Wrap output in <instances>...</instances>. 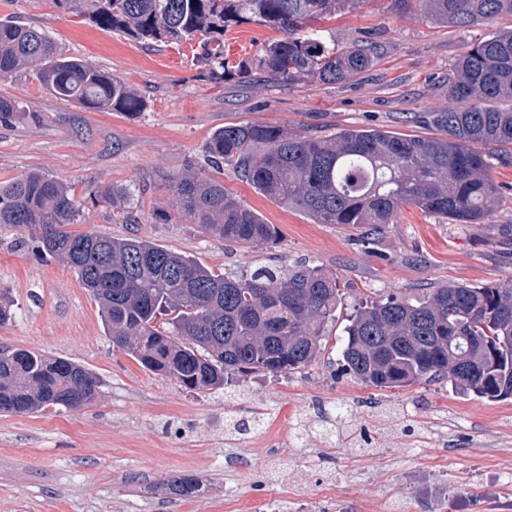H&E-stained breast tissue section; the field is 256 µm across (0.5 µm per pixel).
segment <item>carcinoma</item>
I'll return each mask as SVG.
<instances>
[{"label": "carcinoma", "mask_w": 512, "mask_h": 512, "mask_svg": "<svg viewBox=\"0 0 512 512\" xmlns=\"http://www.w3.org/2000/svg\"><path fill=\"white\" fill-rule=\"evenodd\" d=\"M424 12L455 25L512 15V0H422ZM84 4L102 29L147 42L193 41L211 73L251 65L279 81L343 82L372 63L365 50H338L314 22L360 0H57ZM257 22L279 33L253 58L232 63L224 33ZM28 70L52 95L84 108L136 113L144 100L123 78L64 57L48 33L0 21V78ZM453 109L414 119L430 136L345 128L297 136L268 124L226 125L206 144L211 168L232 167L242 182L317 224L363 229L374 241L404 208L482 224L500 204L484 147L512 145V30L478 42L449 81ZM20 112L0 98V123ZM176 212L207 234L264 246L279 231L194 167L169 176ZM75 188L31 171L0 182V225L29 231L31 252L71 268L98 302L112 338L140 365L181 386L224 389L251 374L297 373L320 354L341 299L336 275L320 265L261 266L249 274L213 271L138 236L76 232ZM345 371L369 386L399 389L444 378L490 400L512 397V288L446 284L415 295L367 296L344 327ZM100 380L64 357L0 346V412L45 406L72 410L93 401Z\"/></svg>", "instance_id": "cac0c4a2"}]
</instances>
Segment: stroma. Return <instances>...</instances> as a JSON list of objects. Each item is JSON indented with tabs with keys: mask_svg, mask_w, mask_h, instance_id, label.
Returning <instances> with one entry per match:
<instances>
[{
	"mask_svg": "<svg viewBox=\"0 0 512 512\" xmlns=\"http://www.w3.org/2000/svg\"><path fill=\"white\" fill-rule=\"evenodd\" d=\"M0 19L44 29L60 52L122 77L137 113L96 112L52 96L26 72L0 80L23 110L0 125V181L41 171L81 198L79 232L136 235L220 271L305 261L336 273L344 296L317 359L281 377L247 376L240 394L198 393L144 370L113 345L97 302L74 271L19 249L0 227V293L13 317L0 346L72 359L95 374L97 398L78 410L0 413V512H226L231 499H269L277 512H489L512 502V398L492 401L439 381L398 390L366 385L342 367L344 326L362 294L415 293L448 283L512 286V147L489 152L502 203L482 224L403 209L377 242L360 229L318 224L256 193L225 170L224 185L279 230L274 247L203 234L173 210L164 178L206 163L212 133L236 123L327 136L358 127L420 133L407 114L455 107L448 81L474 44L512 28V16L467 26L424 16L419 0H364L322 22L337 48L370 50L371 66L336 84H294L259 70L212 79L192 44L150 47L99 28L56 0H0ZM273 30L256 23L224 36L230 60L253 57ZM112 188L131 202L112 206ZM367 449L325 444L315 431L337 405ZM263 413L236 433L230 417ZM195 479L186 494L178 478Z\"/></svg>",
	"mask_w": 512,
	"mask_h": 512,
	"instance_id": "stroma-1",
	"label": "stroma"
}]
</instances>
